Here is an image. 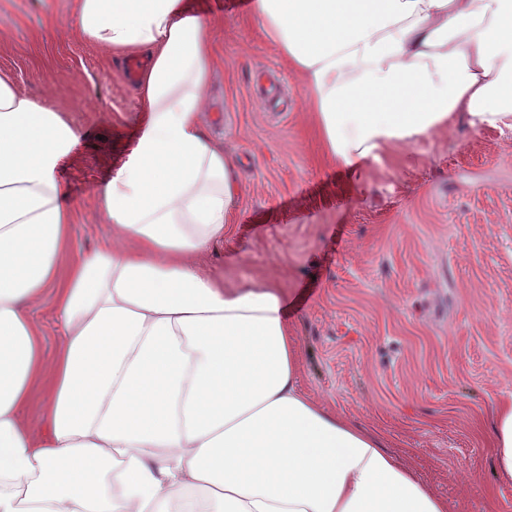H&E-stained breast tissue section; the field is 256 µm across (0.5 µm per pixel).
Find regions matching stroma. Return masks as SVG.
Wrapping results in <instances>:
<instances>
[{
  "label": "stroma",
  "mask_w": 512,
  "mask_h": 512,
  "mask_svg": "<svg viewBox=\"0 0 512 512\" xmlns=\"http://www.w3.org/2000/svg\"><path fill=\"white\" fill-rule=\"evenodd\" d=\"M217 64L201 110L235 161L232 233L207 267L277 281L301 385L381 434L455 512H512L490 409L512 393V134L454 124L349 179L308 121L301 80L242 0H193ZM77 0H0V70L82 131L64 183L75 254L123 246L99 191L145 120L122 60L72 23Z\"/></svg>",
  "instance_id": "1"
}]
</instances>
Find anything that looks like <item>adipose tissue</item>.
I'll list each match as a JSON object with an SVG mask.
<instances>
[{
    "instance_id": "ef3b65f1",
    "label": "adipose tissue",
    "mask_w": 512,
    "mask_h": 512,
    "mask_svg": "<svg viewBox=\"0 0 512 512\" xmlns=\"http://www.w3.org/2000/svg\"><path fill=\"white\" fill-rule=\"evenodd\" d=\"M337 163L453 123L512 131V0H253ZM88 41L144 49L149 120L101 190L123 247L73 253L60 173L80 138L0 71V512H451L373 431L313 401L287 299L202 257L230 230L234 161L204 133L215 62L191 0H79ZM62 333L47 354L32 306ZM44 405L34 431L21 409ZM512 486V396L490 417Z\"/></svg>"
}]
</instances>
